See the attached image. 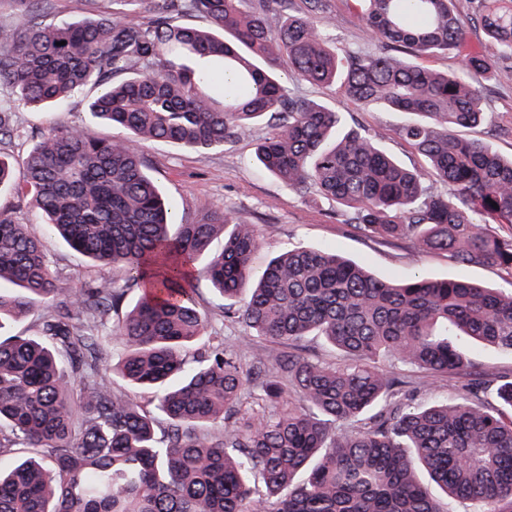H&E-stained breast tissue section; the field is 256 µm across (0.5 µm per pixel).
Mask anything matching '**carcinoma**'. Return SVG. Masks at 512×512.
<instances>
[{
  "label": "carcinoma",
  "mask_w": 512,
  "mask_h": 512,
  "mask_svg": "<svg viewBox=\"0 0 512 512\" xmlns=\"http://www.w3.org/2000/svg\"><path fill=\"white\" fill-rule=\"evenodd\" d=\"M12 2L0 20V87L36 110L94 88L91 116L125 131L100 140L52 124L17 191L49 234L126 279L60 294L42 238L0 209V512H443L423 472L467 512H512V416L482 399L484 372L466 347L512 353V294L465 278L382 279L320 248L256 269L255 226L222 207L174 225L143 153L147 140L222 149L263 124L257 165L335 202L354 232L512 275V155L458 134L487 120L482 81L512 80L500 65L512 60V0H480L495 59L465 52L455 0H352L372 54L328 41L327 0H98L94 17L61 24L45 20L51 0ZM186 14L204 26L181 22ZM448 55L457 69L429 65ZM284 58L296 79L412 116L400 133L426 169L293 94L276 72ZM14 124L0 102V145ZM430 178L445 190H427ZM227 227L223 250L210 252ZM204 255L216 292L246 294L224 317L250 334L212 336L199 352L207 319L190 266ZM131 289L138 300L112 323ZM37 306L46 340L3 334ZM105 329L122 348L112 371L151 391L158 414L112 388ZM308 336L345 361L299 348L241 362L254 337ZM388 358L463 377L459 399L404 404L405 382L377 365Z\"/></svg>",
  "instance_id": "obj_1"
}]
</instances>
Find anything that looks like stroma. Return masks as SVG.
I'll return each instance as SVG.
<instances>
[{
    "instance_id": "1",
    "label": "stroma",
    "mask_w": 512,
    "mask_h": 512,
    "mask_svg": "<svg viewBox=\"0 0 512 512\" xmlns=\"http://www.w3.org/2000/svg\"><path fill=\"white\" fill-rule=\"evenodd\" d=\"M335 23L326 34L337 47L375 50L370 33L350 0H328ZM291 92L321 100L340 113L346 124L371 133L378 144L404 165L425 166L401 137L404 114L360 107L333 88H317L302 80H290ZM488 122L468 133L469 138L490 142L503 154L512 153V82H488L482 91ZM88 95L74 98L64 111L32 110L19 107L14 134L5 149L16 161H23L34 146L37 135L51 122H79L95 137L121 136V129L93 119L88 110ZM254 142L244 139L226 144L223 150L200 153L168 142L152 140L144 146L149 175L174 204L179 219L192 222L205 218L214 207H222L241 224L255 225L262 236V247L253 256L255 267L296 246L328 248L366 265L373 273L400 279L416 272L428 277L464 276L502 291L512 290V276L494 267L459 266L442 254L412 257L405 242H383L354 233L336 219L335 203L312 194L301 197L280 180L260 170L253 162ZM45 248L59 272L57 287L75 294L85 285L107 278L123 280L122 271L89 265L64 242L47 235ZM394 375L414 382L413 403L455 401L461 385L459 376L430 378L415 367L393 365Z\"/></svg>"
}]
</instances>
